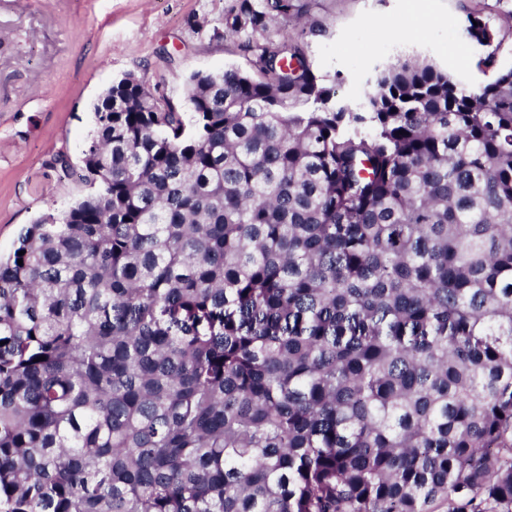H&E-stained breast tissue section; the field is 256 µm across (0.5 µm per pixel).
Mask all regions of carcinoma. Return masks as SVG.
<instances>
[{
  "instance_id": "cac0c4a2",
  "label": "carcinoma",
  "mask_w": 512,
  "mask_h": 512,
  "mask_svg": "<svg viewBox=\"0 0 512 512\" xmlns=\"http://www.w3.org/2000/svg\"><path fill=\"white\" fill-rule=\"evenodd\" d=\"M297 14L233 0L187 112L113 82L0 257V512H512V67L341 103Z\"/></svg>"
}]
</instances>
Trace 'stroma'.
I'll list each match as a JSON object with an SVG mask.
<instances>
[{"instance_id":"stroma-1","label":"stroma","mask_w":512,"mask_h":512,"mask_svg":"<svg viewBox=\"0 0 512 512\" xmlns=\"http://www.w3.org/2000/svg\"><path fill=\"white\" fill-rule=\"evenodd\" d=\"M230 0H0V254L20 230L90 191L82 157L92 105L136 74L150 92L185 106L194 73L252 70L224 34ZM288 24L338 98H363L377 69L399 58L433 62L478 86L512 66V0H297ZM496 33L467 41L468 16ZM494 64H487V57Z\"/></svg>"}]
</instances>
